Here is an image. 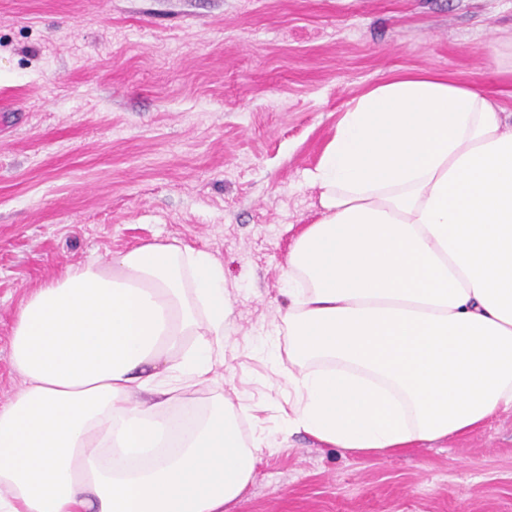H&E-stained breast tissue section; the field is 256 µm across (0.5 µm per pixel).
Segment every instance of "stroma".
<instances>
[{"instance_id":"35a3bbf8","label":"stroma","mask_w":512,"mask_h":512,"mask_svg":"<svg viewBox=\"0 0 512 512\" xmlns=\"http://www.w3.org/2000/svg\"><path fill=\"white\" fill-rule=\"evenodd\" d=\"M393 70L512 110V0H0V402L20 298L67 267L178 240L234 305L215 388L276 404L255 351L315 223L307 181L345 104ZM226 512H512V410L383 457L274 436Z\"/></svg>"}]
</instances>
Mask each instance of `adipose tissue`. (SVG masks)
Masks as SVG:
<instances>
[{
  "mask_svg": "<svg viewBox=\"0 0 512 512\" xmlns=\"http://www.w3.org/2000/svg\"><path fill=\"white\" fill-rule=\"evenodd\" d=\"M319 220L288 253L286 432L382 455L512 409V113L426 71L354 97L309 174ZM224 266L147 243L27 294L23 385L0 403V512H224L254 477L260 403L215 393L167 414L224 362Z\"/></svg>",
  "mask_w": 512,
  "mask_h": 512,
  "instance_id": "1",
  "label": "adipose tissue"
}]
</instances>
